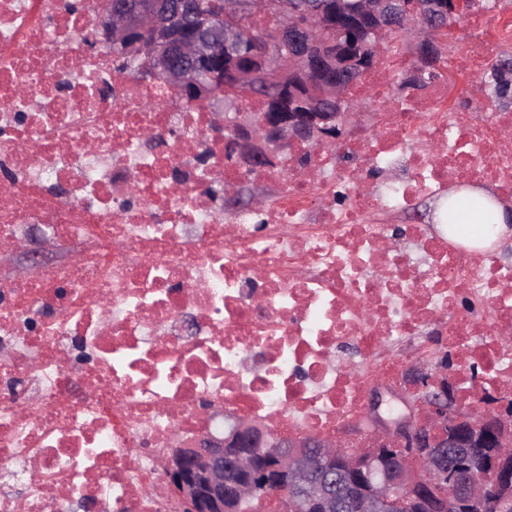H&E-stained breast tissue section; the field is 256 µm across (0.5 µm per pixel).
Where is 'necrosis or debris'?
Here are the masks:
<instances>
[{"mask_svg":"<svg viewBox=\"0 0 512 512\" xmlns=\"http://www.w3.org/2000/svg\"><path fill=\"white\" fill-rule=\"evenodd\" d=\"M106 5L0 0V242L36 228L74 252L0 275V512H160L165 449L228 416L336 435L433 326L463 401L512 390V264L382 221L474 174L512 198V112L473 113L512 16L379 134L255 171L283 192L230 217L213 113L84 51Z\"/></svg>","mask_w":512,"mask_h":512,"instance_id":"necrosis-or-debris-1","label":"necrosis or debris"}]
</instances>
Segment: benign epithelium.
I'll return each mask as SVG.
<instances>
[{"label": "benign epithelium", "mask_w": 512, "mask_h": 512, "mask_svg": "<svg viewBox=\"0 0 512 512\" xmlns=\"http://www.w3.org/2000/svg\"><path fill=\"white\" fill-rule=\"evenodd\" d=\"M116 0L95 25L106 46L119 45L141 58V82L163 79L169 87L197 101L213 94L197 81L196 63L213 62L212 81L224 84V59L235 50L236 29L228 23L197 26L181 0ZM279 18L275 38L300 59L313 44L305 38L311 21L346 12L343 0H271ZM464 0H372V7L349 12L350 23L368 30H397V14H420L430 35L414 40L413 54L431 62L440 50L432 34L445 29L450 13ZM293 80L318 82L335 89L322 72L298 69ZM269 112L224 113L216 130L226 129L234 167L250 173L275 167L291 146L309 141L319 147L336 142L364 125L358 112H309L291 104L288 83L280 79L265 96ZM263 201L242 182L224 190L229 208L258 210ZM370 449L349 459L347 471L367 483L350 498L340 492L341 478L331 468L340 448L357 442ZM247 448H275L278 463L261 465ZM315 452H310V449ZM512 398L484 392L463 403L448 379L443 353L408 368L403 383L379 380L370 386L363 417L336 439L317 436L284 438L269 423L236 418L222 436L202 434L168 450L163 462L165 512H237L239 504L260 489L271 491L280 512H302L296 494L315 512H512ZM241 474L236 504H226L224 475Z\"/></svg>", "instance_id": "7a95c632"}]
</instances>
